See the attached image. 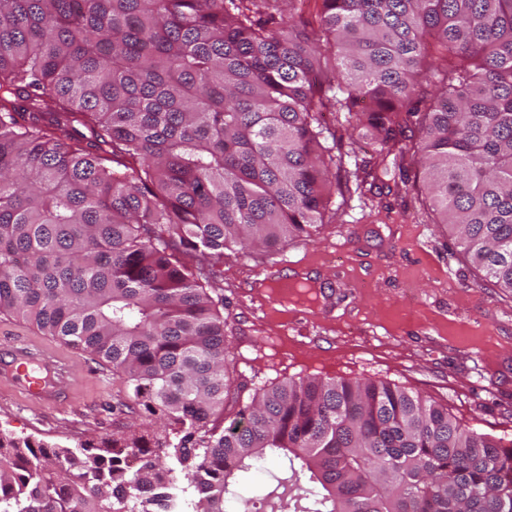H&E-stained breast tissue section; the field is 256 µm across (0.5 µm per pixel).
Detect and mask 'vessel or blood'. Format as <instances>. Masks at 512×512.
Segmentation results:
<instances>
[{"label":"vessel or blood","instance_id":"b4317fda","mask_svg":"<svg viewBox=\"0 0 512 512\" xmlns=\"http://www.w3.org/2000/svg\"><path fill=\"white\" fill-rule=\"evenodd\" d=\"M64 371L50 353L20 343L0 349V374L24 398L52 407L64 405L65 398L53 383Z\"/></svg>","mask_w":512,"mask_h":512}]
</instances>
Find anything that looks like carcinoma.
<instances>
[{
  "label": "carcinoma",
  "instance_id": "carcinoma-1",
  "mask_svg": "<svg viewBox=\"0 0 512 512\" xmlns=\"http://www.w3.org/2000/svg\"><path fill=\"white\" fill-rule=\"evenodd\" d=\"M317 2L309 31L272 0H0V313L112 366L140 419L74 446L0 430V512H153L171 487L226 512L271 457L270 512H512V439L389 383L290 378L225 414L209 287L225 252L324 223L327 110L372 137V181L420 166L512 292V0Z\"/></svg>",
  "mask_w": 512,
  "mask_h": 512
}]
</instances>
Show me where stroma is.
<instances>
[{
    "instance_id": "35a3bbf8",
    "label": "stroma",
    "mask_w": 512,
    "mask_h": 512,
    "mask_svg": "<svg viewBox=\"0 0 512 512\" xmlns=\"http://www.w3.org/2000/svg\"><path fill=\"white\" fill-rule=\"evenodd\" d=\"M343 168L355 174L371 141L327 114ZM386 186L327 214L312 240L286 244L258 263L226 253L215 289L224 294L232 365L255 383L291 377H371L436 401L461 424L512 435V295L487 288L424 194L392 173ZM297 262L287 312L258 275ZM25 341L71 363L57 380L69 404L44 408L0 380V429L60 444L106 437L126 421L112 413V370L90 355L0 314V346Z\"/></svg>"
}]
</instances>
